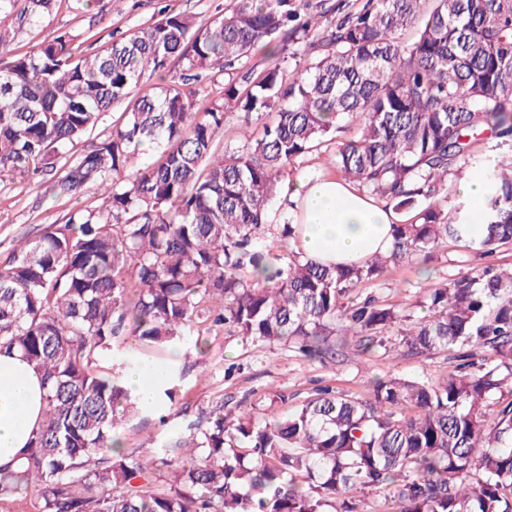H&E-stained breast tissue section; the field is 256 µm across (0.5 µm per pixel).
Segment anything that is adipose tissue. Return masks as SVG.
<instances>
[{
	"mask_svg": "<svg viewBox=\"0 0 512 512\" xmlns=\"http://www.w3.org/2000/svg\"><path fill=\"white\" fill-rule=\"evenodd\" d=\"M282 198L300 226L303 255L322 264L351 265L387 252L395 216L342 179L317 176L287 178ZM161 364L144 358L125 374V383L142 407L157 404L154 380ZM43 389L33 365L18 354H0V466L10 464L26 448L42 418Z\"/></svg>",
	"mask_w": 512,
	"mask_h": 512,
	"instance_id": "obj_1",
	"label": "adipose tissue"
}]
</instances>
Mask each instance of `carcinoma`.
I'll return each mask as SVG.
<instances>
[{
  "instance_id": "carcinoma-1",
  "label": "carcinoma",
  "mask_w": 512,
  "mask_h": 512,
  "mask_svg": "<svg viewBox=\"0 0 512 512\" xmlns=\"http://www.w3.org/2000/svg\"><path fill=\"white\" fill-rule=\"evenodd\" d=\"M15 2L0 0V182L37 178L71 198L95 182L106 205L18 241L0 266V353L34 365L45 390L40 427L0 467V501L37 486L42 512H355L350 492L387 489L399 512H512V268L429 289L422 316L353 298L444 243L489 256L512 245V0H337L315 12L234 0L206 23L165 10L90 52L64 33L24 54L15 35L62 0H27L17 17ZM266 50L300 63L293 78L279 63L252 77L251 56ZM173 61L179 80L147 87ZM215 69L229 72L223 103L197 120V85ZM124 101L112 132L70 159ZM231 109L276 117L217 155ZM343 121L359 133L331 164L400 216L392 249L351 267L294 251L283 265L266 235L278 223L294 240L299 226L280 177ZM485 139L510 154L477 159ZM144 144L160 161L127 173ZM465 169L486 187L479 239L467 200L439 206ZM207 322L312 361L350 339L363 354L478 346L490 357L442 379L377 376L367 399L325 387L286 416L220 401L204 427L153 445L168 476L158 489L115 434L143 408L98 361L120 336L172 349Z\"/></svg>"
}]
</instances>
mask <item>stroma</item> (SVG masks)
Segmentation results:
<instances>
[{"label":"stroma","instance_id":"1","mask_svg":"<svg viewBox=\"0 0 512 512\" xmlns=\"http://www.w3.org/2000/svg\"><path fill=\"white\" fill-rule=\"evenodd\" d=\"M232 0H93L85 10L60 6L46 15L42 25L18 35L13 46L27 52L46 35L69 32L100 41L130 35L156 21L162 9L183 12L207 22L221 16ZM105 196L99 185L90 184L73 198L56 197L47 188L36 187L28 179L15 177L0 183V261L8 256L13 238L39 237L50 225L64 223L77 206L99 207ZM512 266V246L500 249L492 258L463 253L457 248H441L419 273L415 265L401 264L384 275L359 284L357 297L375 296L397 309L414 306L426 291L460 273L487 264ZM207 347L198 351L193 341L180 346L179 358L170 351L153 352V359L175 365L181 374L177 394L166 416L150 411L123 423L117 430L126 452L143 458L151 453L145 444L148 436H172L189 432L199 422L202 411L215 401L225 409L248 401L262 410H292L314 389L330 385L352 397H368L373 379L385 374L399 377H444L454 371L457 360L441 352L418 357L389 360L385 355H364L345 347L335 359L325 362L302 359L294 349L280 344H257L237 332L221 328L206 333Z\"/></svg>","mask_w":512,"mask_h":512}]
</instances>
